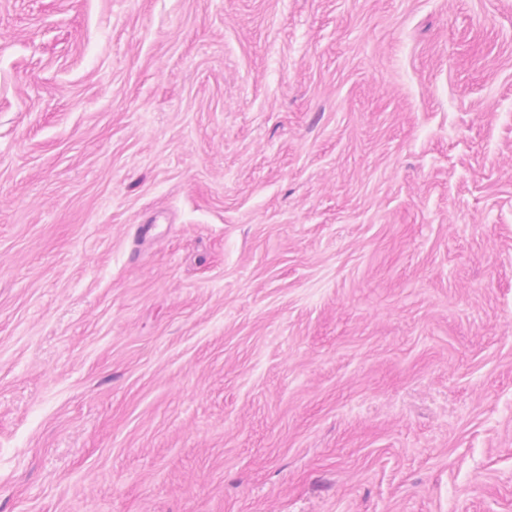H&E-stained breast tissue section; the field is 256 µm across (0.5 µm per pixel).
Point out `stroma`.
I'll list each match as a JSON object with an SVG mask.
<instances>
[{
    "label": "stroma",
    "mask_w": 512,
    "mask_h": 512,
    "mask_svg": "<svg viewBox=\"0 0 512 512\" xmlns=\"http://www.w3.org/2000/svg\"><path fill=\"white\" fill-rule=\"evenodd\" d=\"M0 512H512V0H0Z\"/></svg>",
    "instance_id": "obj_1"
}]
</instances>
